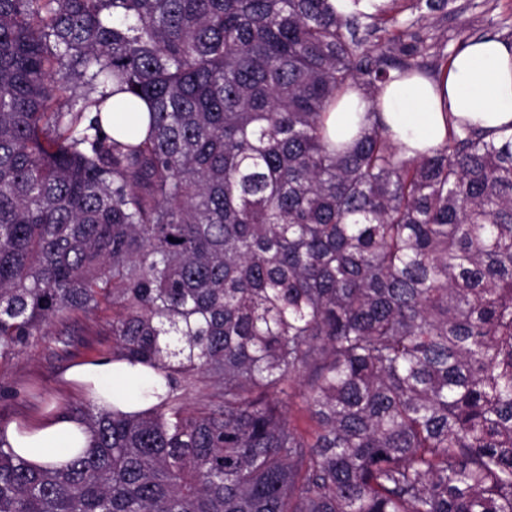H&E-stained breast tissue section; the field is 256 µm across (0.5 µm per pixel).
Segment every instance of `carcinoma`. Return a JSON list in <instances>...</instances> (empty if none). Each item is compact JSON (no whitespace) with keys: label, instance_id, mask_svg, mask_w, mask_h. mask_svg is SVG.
<instances>
[{"label":"carcinoma","instance_id":"1","mask_svg":"<svg viewBox=\"0 0 512 512\" xmlns=\"http://www.w3.org/2000/svg\"><path fill=\"white\" fill-rule=\"evenodd\" d=\"M403 26L0 0V358L110 301L112 361L154 374L148 407L70 411L65 467L0 434V512H512V136L325 137L422 72ZM139 101L146 133L103 132ZM371 106L372 101L363 88H350L336 107L328 112L326 127L329 135L335 141L350 143L361 126L365 112H368Z\"/></svg>","mask_w":512,"mask_h":512}]
</instances>
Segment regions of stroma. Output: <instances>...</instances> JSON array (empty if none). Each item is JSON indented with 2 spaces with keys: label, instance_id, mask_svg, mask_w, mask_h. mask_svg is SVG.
Listing matches in <instances>:
<instances>
[{
  "label": "stroma",
  "instance_id": "obj_1",
  "mask_svg": "<svg viewBox=\"0 0 512 512\" xmlns=\"http://www.w3.org/2000/svg\"><path fill=\"white\" fill-rule=\"evenodd\" d=\"M400 18L412 37L422 42L423 60L428 64L439 55H453L463 42L475 37L512 38V0H450L448 6L435 11L403 9ZM111 319V306H102L77 318L72 346L57 344L60 327L54 324L48 336L0 359V427L87 405V392L66 380L65 372L75 364L111 353Z\"/></svg>",
  "mask_w": 512,
  "mask_h": 512
}]
</instances>
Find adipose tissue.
Here are the masks:
<instances>
[{"mask_svg":"<svg viewBox=\"0 0 512 512\" xmlns=\"http://www.w3.org/2000/svg\"><path fill=\"white\" fill-rule=\"evenodd\" d=\"M375 103L393 141L405 146L412 157L440 145L451 126L468 125L502 140L505 128L512 125V40L497 36L471 40L455 54L446 74L392 79L374 100L363 88H350L327 115L329 135L351 142ZM66 377L93 387L96 405L102 409L136 411L148 403V375L124 363L100 359L71 367ZM5 437L29 462L63 465L87 446L89 433L85 425L59 412L10 424Z\"/></svg>","mask_w":512,"mask_h":512,"instance_id":"ef3b65f1","label":"adipose tissue"}]
</instances>
